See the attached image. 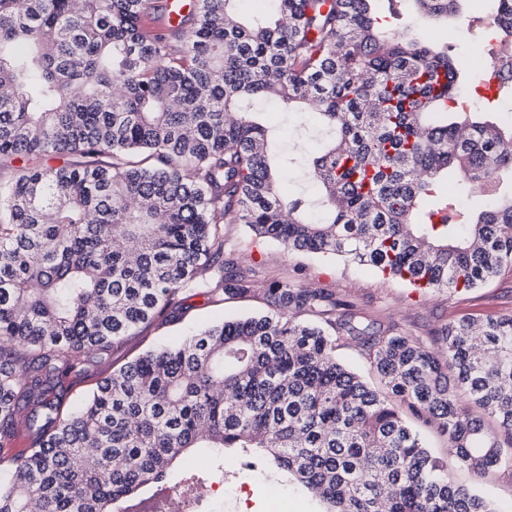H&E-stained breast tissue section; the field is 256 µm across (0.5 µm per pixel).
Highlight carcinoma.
<instances>
[{
    "instance_id": "1",
    "label": "carcinoma",
    "mask_w": 512,
    "mask_h": 512,
    "mask_svg": "<svg viewBox=\"0 0 512 512\" xmlns=\"http://www.w3.org/2000/svg\"><path fill=\"white\" fill-rule=\"evenodd\" d=\"M197 0L164 32L150 0H0V512H124L191 448L292 474L324 512H497L442 475L408 424L434 428L477 476L512 467V317L462 318L435 350L336 294L273 281L268 312L225 320L120 367L62 414V381L183 291L254 297L224 225L287 251L336 255L425 291L469 292L512 269V121L448 111L455 58L385 29L382 0ZM426 24L461 0H412ZM495 33L512 44V0ZM319 119L303 177L252 107ZM59 156V166L40 159ZM278 156L279 170L272 166ZM489 188L491 203L449 211ZM356 341L383 389L336 359ZM496 422L491 428L483 416ZM191 470L174 494L207 486ZM282 188L289 196L304 194L312 199L318 196L317 188L302 177L298 168L289 170L288 177L283 180Z\"/></svg>"
}]
</instances>
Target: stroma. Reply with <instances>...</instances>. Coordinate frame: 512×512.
Instances as JSON below:
<instances>
[{"label":"stroma","instance_id":"1","mask_svg":"<svg viewBox=\"0 0 512 512\" xmlns=\"http://www.w3.org/2000/svg\"><path fill=\"white\" fill-rule=\"evenodd\" d=\"M491 0L482 8L464 5L460 19L448 25H430L426 35L438 43H448L459 53L486 38L488 32L483 16L492 9ZM265 121L275 127L286 149L302 150L305 137L316 128L314 115L297 116L267 109ZM224 245L235 250L242 268L251 270L255 287H266L271 281L283 280L296 285L319 288L336 293L338 298L352 303L357 312L369 319L394 322L406 335L434 343L440 330L449 321L461 317L482 318L493 314L512 316V270L502 274L491 284L471 292L438 290L421 294L405 284L382 278L376 271L357 267L335 257H313L304 253H287L273 241L256 239L242 224L224 227ZM184 319L179 323L154 322L123 337L104 362L86 370L68 374L63 380L64 409L71 407L91 393L104 378L112 375L123 364L155 346L182 336L185 328L203 327L224 319L266 312L261 300L249 298L213 303L203 295L189 291L183 295ZM432 456L439 458L451 482L465 485L489 500L498 512H512V472L498 470L479 478L461 467L449 453L446 441L433 428L422 427ZM251 459L228 450L224 453V472L233 492L217 499L211 512H322L323 505L293 477L275 471H265L263 481H255ZM287 489V501L274 500V489Z\"/></svg>","mask_w":512,"mask_h":512}]
</instances>
